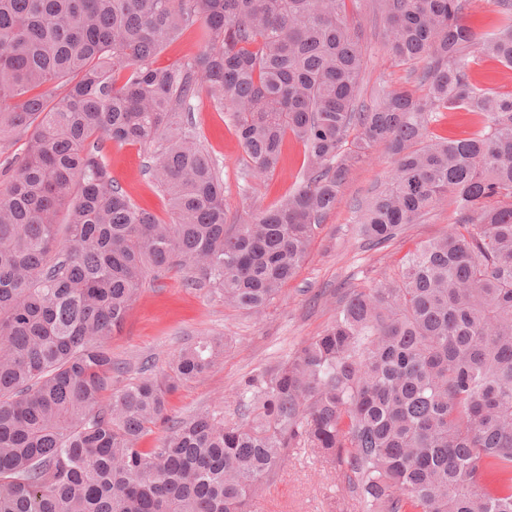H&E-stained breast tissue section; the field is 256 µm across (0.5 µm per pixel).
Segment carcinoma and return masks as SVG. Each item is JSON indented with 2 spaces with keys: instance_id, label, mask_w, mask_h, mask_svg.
Wrapping results in <instances>:
<instances>
[{
  "instance_id": "cac0c4a2",
  "label": "carcinoma",
  "mask_w": 512,
  "mask_h": 512,
  "mask_svg": "<svg viewBox=\"0 0 512 512\" xmlns=\"http://www.w3.org/2000/svg\"><path fill=\"white\" fill-rule=\"evenodd\" d=\"M347 2L0 0V142L26 138L0 188V512H252L302 445L361 512H512V94L472 82L479 56L512 68V0L484 36L463 22L473 0H369L418 85L370 105ZM187 32L200 51L154 67ZM202 92L252 177L275 171L287 136L303 144L279 207L227 223L218 164L182 119ZM448 110L480 128L436 135ZM109 142L160 144L145 172L170 220L112 178ZM378 147L394 167L355 208L368 245L443 201L456 216L399 277L352 289L324 330L246 376L233 418L167 414L172 389L221 363L218 338L160 379L119 380L110 343L147 277L189 268L225 305L263 313ZM158 425L161 443L140 447Z\"/></svg>"
}]
</instances>
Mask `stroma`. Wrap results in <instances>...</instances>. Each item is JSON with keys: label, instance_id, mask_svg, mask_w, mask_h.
<instances>
[{"label": "stroma", "instance_id": "1", "mask_svg": "<svg viewBox=\"0 0 512 512\" xmlns=\"http://www.w3.org/2000/svg\"><path fill=\"white\" fill-rule=\"evenodd\" d=\"M349 19L368 47L365 96L405 84L406 71L394 64L384 45L385 18L363 5L351 10ZM189 120L219 163L229 223L279 206L299 184L304 150L294 138H285L277 169L256 180L248 175V158L228 114L202 94L193 100ZM157 151L154 144L112 143L106 157L113 178L131 199L165 220L169 217L167 201L144 173L146 162ZM392 168L390 158L379 148L351 168L339 202L321 224L306 263L264 313L253 315L231 308L208 289L187 285L184 272L175 270L142 288L122 331L112 339L113 359L125 364L128 377L140 376L145 365L156 377L167 371L174 355L188 344L222 338V363L182 384L169 395L167 409L176 417L207 408L233 417L238 407L235 392L243 377L286 359L334 319L346 290L396 276L408 251L453 224L451 208L442 203L424 223L407 225L386 246L366 248L353 221V207L383 184ZM255 512H358V508L345 477L326 463L320 449L305 447L292 450L278 475L264 485L255 500Z\"/></svg>", "mask_w": 512, "mask_h": 512}]
</instances>
